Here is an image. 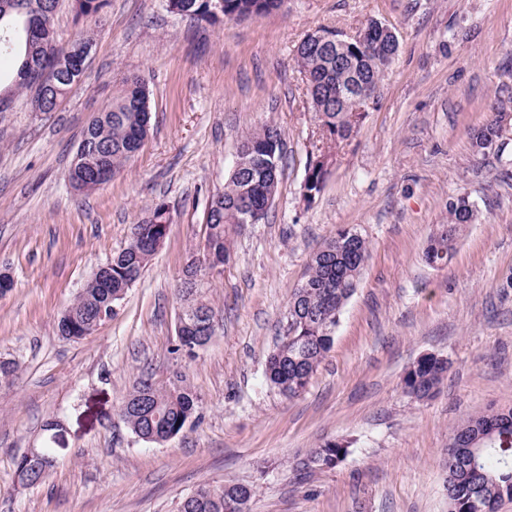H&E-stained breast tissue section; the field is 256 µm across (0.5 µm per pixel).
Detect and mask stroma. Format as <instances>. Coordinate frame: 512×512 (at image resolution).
I'll list each match as a JSON object with an SVG mask.
<instances>
[{"instance_id": "1", "label": "stroma", "mask_w": 512, "mask_h": 512, "mask_svg": "<svg viewBox=\"0 0 512 512\" xmlns=\"http://www.w3.org/2000/svg\"><path fill=\"white\" fill-rule=\"evenodd\" d=\"M378 20L399 53L353 137L320 136L296 50L326 28L352 37ZM57 45L93 37L84 84L55 112L16 95L0 113V358L19 362L0 385V512H176L203 483L251 485L250 512H448V442L457 421L512 409V129L498 155L473 133L512 113V0H286L277 11L214 25L167 0H106L101 20L60 0ZM143 78L151 130L98 189L66 173L82 132L124 78ZM276 125L283 170L267 218L235 237L206 285L218 309L210 342L174 353L178 286L206 236L207 203L224 188L241 135ZM334 151L305 200L311 157ZM465 195L477 217L442 268L423 257ZM165 202L169 232L112 318L82 339L61 313L133 224ZM341 227L370 243L327 358L298 396L264 377L288 299L311 255ZM424 354L448 362L438 393L402 390ZM186 376L196 419L169 441L135 436L119 409L142 371ZM328 442L335 468L301 470ZM53 451L43 483L21 485L17 462Z\"/></svg>"}]
</instances>
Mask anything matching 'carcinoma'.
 Returning <instances> with one entry per match:
<instances>
[{
	"label": "carcinoma",
	"instance_id": "1",
	"mask_svg": "<svg viewBox=\"0 0 512 512\" xmlns=\"http://www.w3.org/2000/svg\"><path fill=\"white\" fill-rule=\"evenodd\" d=\"M58 0H47L43 18L36 30L27 33L24 18L15 9L0 8V58H17V86L31 94L37 112H44L56 100L64 99L82 83L86 59L75 46L63 48L55 43L43 47L44 36L53 27L52 10ZM105 0H75L79 17L92 19L99 15ZM170 12L209 24L220 22L210 12L209 0H169ZM222 16L226 20L261 15L278 6L282 0H222ZM390 43L383 41L370 50L361 49L352 41L342 47L334 43L312 42L307 35L297 49L302 73L315 84L308 92L311 103L326 137L343 142L356 132L362 116L356 113L359 103L353 96L336 102V89L351 91L363 84L377 87L384 70L393 60ZM149 94L145 84L126 78L117 95L87 125L83 135L108 146L104 168L75 152L68 169V180L78 183L76 190L85 191L99 183L105 175L114 177L137 154L150 132ZM506 115L495 113L474 135L475 147L486 156L497 154V143L503 138ZM283 162V141L280 129L266 125L241 137L235 165L224 183V190L214 195L207 211L208 247L215 261L230 258L233 237L249 223L246 213L265 219L277 191ZM323 163L308 167L307 189L320 192L324 180ZM476 208L469 197L460 195L448 201V223L441 224L430 235L424 250L427 263L433 267L448 264L457 241L475 221ZM168 207L155 204L149 215L132 228L127 245L108 261L112 276L105 282L90 280L72 304L60 316L58 330L70 339L68 323L76 321L83 332L96 328L99 312H109L126 295L141 276L157 251L159 242L168 233ZM370 256L368 241L352 228H339L313 253L304 281L294 288L288 301L286 322L288 335L269 355L266 378L280 392L293 397L307 387L311 376L332 349L339 315L352 297ZM203 282L181 283L179 320L181 328L173 353L189 354L198 345L197 324L216 315L215 307L202 294ZM448 367L439 359L412 364L402 379L404 392L416 401L431 398L443 382ZM141 375L124 401L120 415L138 438L166 434L178 435L196 416L199 397L182 374L167 383L154 382L150 391L142 388ZM477 433L483 438L473 451L448 447V504L450 512H497L498 504L512 499V409L470 417L452 428L449 442ZM348 449L328 442L310 451L300 462L303 470L336 467ZM51 457V449H42V456L31 461L20 458L17 475L25 486L43 482L42 467ZM253 488L248 484L203 483L182 497L177 512H249Z\"/></svg>",
	"mask_w": 512,
	"mask_h": 512
}]
</instances>
